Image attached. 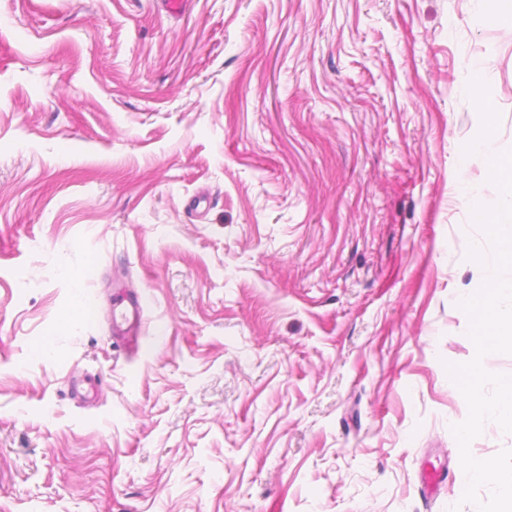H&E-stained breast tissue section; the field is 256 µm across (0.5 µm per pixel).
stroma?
<instances>
[{"label":"stroma","mask_w":512,"mask_h":512,"mask_svg":"<svg viewBox=\"0 0 512 512\" xmlns=\"http://www.w3.org/2000/svg\"><path fill=\"white\" fill-rule=\"evenodd\" d=\"M484 11L0 0V512H471L472 75L512 146ZM141 334V311L138 302L131 304V310L125 314V327L116 329V336H120L131 350L139 347Z\"/></svg>","instance_id":"stroma-1"}]
</instances>
